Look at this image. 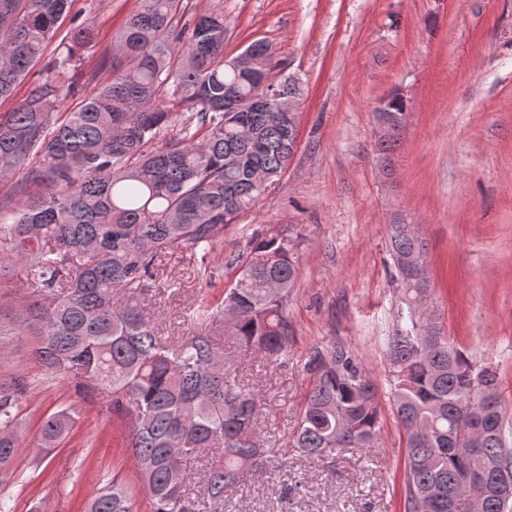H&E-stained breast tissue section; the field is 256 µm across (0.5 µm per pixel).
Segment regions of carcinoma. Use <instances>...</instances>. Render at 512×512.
I'll use <instances>...</instances> for the list:
<instances>
[{"instance_id": "carcinoma-1", "label": "carcinoma", "mask_w": 512, "mask_h": 512, "mask_svg": "<svg viewBox=\"0 0 512 512\" xmlns=\"http://www.w3.org/2000/svg\"><path fill=\"white\" fill-rule=\"evenodd\" d=\"M71 2L0 0V100L41 58ZM180 2L142 0L114 36L125 63L106 62L112 77L65 120L57 103L71 91L68 73L94 45L90 25L77 27L46 74L0 116V176L22 175L14 204L0 206V271L20 264L30 285L19 311L0 320V347L13 336L33 337L32 354L46 372L106 401L128 426L152 512H195L194 463L204 467L198 493L216 505L251 474L280 470L272 438L260 429L261 392L231 379L236 359L212 331L222 326L242 350L286 362V303L297 280L288 238L266 230L235 258L240 276L221 301L194 309L188 336L159 335L157 316L135 296L116 299L155 279L158 265L176 255L200 257V277L214 285L205 261L215 238L265 195L296 147L297 121L275 106L249 107L270 72L264 52L224 58L222 0L185 21L177 19ZM268 89L302 95L290 78ZM407 110L400 94L380 109L390 126L381 150L398 142ZM176 126V138L150 148ZM388 253L403 304L433 309L398 328L386 352L406 455L404 512H417L419 496L432 500V512H467L448 508L458 484L512 469L502 378L448 338L416 225H390ZM304 370L309 389L289 447L312 461L380 447V406L360 358L341 344L316 346ZM27 388L20 377L0 384L4 485L18 478L12 465ZM78 418L72 405L46 415L39 447H59ZM463 425L481 429L479 443L459 434ZM87 512H135V501L114 476Z\"/></svg>"}]
</instances>
